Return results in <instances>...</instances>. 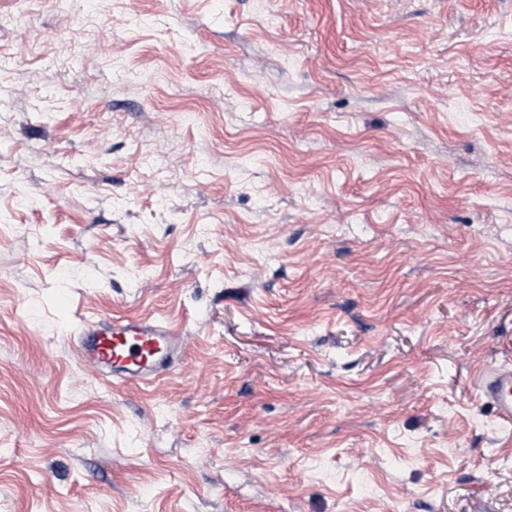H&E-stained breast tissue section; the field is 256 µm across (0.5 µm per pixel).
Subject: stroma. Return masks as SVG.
I'll return each mask as SVG.
<instances>
[{"instance_id":"obj_1","label":"stroma","mask_w":512,"mask_h":512,"mask_svg":"<svg viewBox=\"0 0 512 512\" xmlns=\"http://www.w3.org/2000/svg\"><path fill=\"white\" fill-rule=\"evenodd\" d=\"M507 352L512 0H0V512H512ZM183 335L177 324L141 315L132 320L83 319L72 339L81 359L107 384L115 387L134 380L150 387L169 373L181 356ZM473 387L500 419L512 422V363L509 357L484 364L476 374Z\"/></svg>"}]
</instances>
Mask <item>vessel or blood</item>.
<instances>
[{"label":"vessel or blood","instance_id":"vessel-or-blood-1","mask_svg":"<svg viewBox=\"0 0 512 512\" xmlns=\"http://www.w3.org/2000/svg\"><path fill=\"white\" fill-rule=\"evenodd\" d=\"M73 342L81 359L102 379L116 385L133 380L146 387L169 373L185 347L182 327L151 315L82 320ZM473 387L500 419L512 422V360L484 364Z\"/></svg>","mask_w":512,"mask_h":512}]
</instances>
